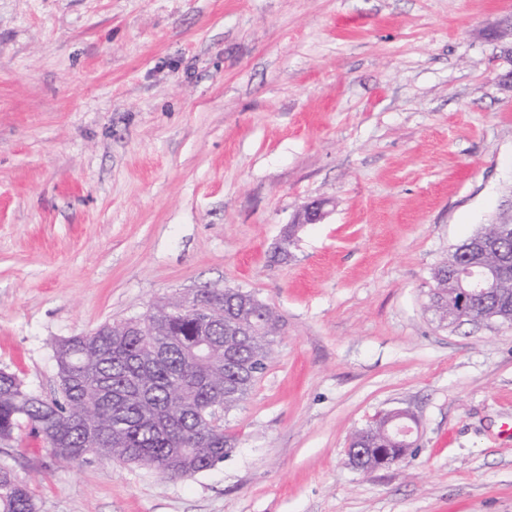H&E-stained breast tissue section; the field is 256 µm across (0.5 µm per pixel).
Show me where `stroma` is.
<instances>
[{"label": "stroma", "mask_w": 512, "mask_h": 512, "mask_svg": "<svg viewBox=\"0 0 512 512\" xmlns=\"http://www.w3.org/2000/svg\"><path fill=\"white\" fill-rule=\"evenodd\" d=\"M512 0H0V369L202 288L253 293L275 351L194 477L0 464L38 512H512V325H449L434 267L512 211ZM328 200L274 245L310 200ZM399 464L352 468L377 413Z\"/></svg>", "instance_id": "obj_1"}]
</instances>
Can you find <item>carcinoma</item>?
<instances>
[{"mask_svg":"<svg viewBox=\"0 0 512 512\" xmlns=\"http://www.w3.org/2000/svg\"><path fill=\"white\" fill-rule=\"evenodd\" d=\"M457 252L433 272L444 316L453 284L448 268ZM175 297L152 310L132 336L112 335V324L70 336L54 349L58 387L45 398L19 377L0 369V443L28 427L57 456L75 461L86 455L157 470L168 479H186L224 460L230 439L214 423V405L228 412L248 395L274 352L278 316L267 307L254 320L263 335L235 336L224 329L247 321L239 289L211 299L214 328L180 307ZM490 311L477 304L457 314V323L476 322ZM209 334L212 359H192L191 345ZM0 512H37L27 486L0 465Z\"/></svg>","mask_w":512,"mask_h":512,"instance_id":"cac0c4a2","label":"carcinoma"}]
</instances>
